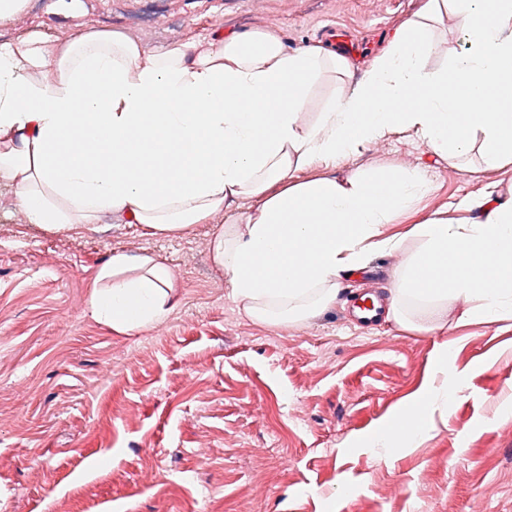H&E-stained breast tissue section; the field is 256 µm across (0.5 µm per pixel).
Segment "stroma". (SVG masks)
Returning a JSON list of instances; mask_svg holds the SVG:
<instances>
[{"instance_id": "1", "label": "stroma", "mask_w": 512, "mask_h": 512, "mask_svg": "<svg viewBox=\"0 0 512 512\" xmlns=\"http://www.w3.org/2000/svg\"><path fill=\"white\" fill-rule=\"evenodd\" d=\"M422 0H29L0 23V44L119 31L155 51L260 30L290 50L336 26L370 42L343 77L322 70L304 124L346 93ZM426 169L432 187L385 227L398 248L369 254L327 310L288 324L249 317L211 261L221 227L257 202L175 235L128 217L46 230L0 187V512H512V318L463 323L466 298L406 300L363 329L345 316L360 289L391 288L420 246L409 234L495 186L512 164L478 152L449 159L398 129L300 179ZM151 253L176 280L174 308L132 335L93 317L97 271L112 254ZM435 314L438 330L423 324ZM445 369H438L440 354ZM447 387L418 443L368 448L365 437L423 384Z\"/></svg>"}]
</instances>
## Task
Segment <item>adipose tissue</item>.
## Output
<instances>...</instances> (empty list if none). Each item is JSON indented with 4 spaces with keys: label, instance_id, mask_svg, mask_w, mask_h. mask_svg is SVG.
Wrapping results in <instances>:
<instances>
[{
    "label": "adipose tissue",
    "instance_id": "ef3b65f1",
    "mask_svg": "<svg viewBox=\"0 0 512 512\" xmlns=\"http://www.w3.org/2000/svg\"><path fill=\"white\" fill-rule=\"evenodd\" d=\"M460 21L470 50H447L427 70L430 21ZM53 80H44L47 64ZM345 58L310 46L287 50L264 32L229 37L217 50L181 45L156 52L115 31L66 42L40 32L0 45V184L13 187L30 223L48 230L128 216L175 234L229 208L258 202L231 234L217 232L211 261L235 301L259 321L293 322L327 308L336 280L366 249L392 250L384 226L430 179L403 173L296 180L314 161L357 153L396 128L435 153L479 150L486 166L512 164V0H424L362 78L320 112L300 114L322 65ZM480 220L416 225L420 249L392 290L393 315L408 295L471 299L462 321L512 315V199H468ZM91 313L129 334L164 317L175 278L155 256L112 255L99 270ZM447 390L426 386L367 437L370 448L414 441Z\"/></svg>",
    "mask_w": 512,
    "mask_h": 512
}]
</instances>
